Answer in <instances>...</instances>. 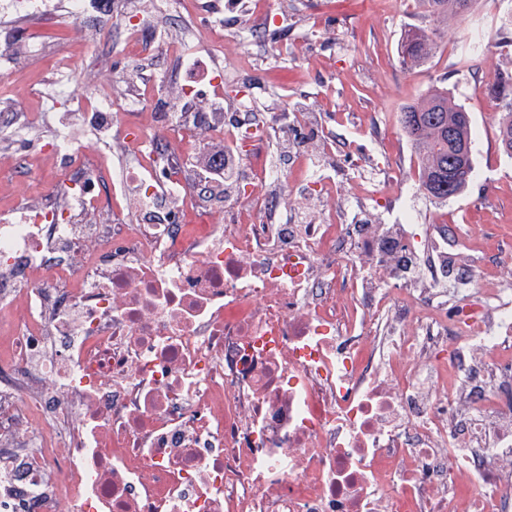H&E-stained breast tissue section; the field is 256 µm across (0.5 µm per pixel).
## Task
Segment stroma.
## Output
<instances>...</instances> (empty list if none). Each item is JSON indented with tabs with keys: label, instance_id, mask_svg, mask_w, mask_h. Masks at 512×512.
Here are the masks:
<instances>
[{
	"label": "stroma",
	"instance_id": "35a3bbf8",
	"mask_svg": "<svg viewBox=\"0 0 512 512\" xmlns=\"http://www.w3.org/2000/svg\"><path fill=\"white\" fill-rule=\"evenodd\" d=\"M225 0H211L209 20L223 28L224 43L198 45L203 62L196 80L200 101H208L205 86L212 71L224 73L222 89L225 113H234L243 100H251L255 112H283L295 102L310 112L315 134L283 136L269 126L253 148L252 165L268 156L288 161L290 154L308 158L319 152L320 162L291 172L292 179L321 172L335 181L346 200L343 221L375 224L392 221L403 207H410L422 224H440L454 230L449 245L468 246L473 259L501 278L512 276V159L497 144L501 111L489 94V79L512 71V46L500 20H489L491 0H479L472 15L453 22H423L414 0H276L283 23L275 34L253 36L246 21L248 9L237 7L228 16ZM166 0H138L137 11L152 26H164L169 40L179 39L184 27L200 25L197 11L182 18L169 16ZM426 24L436 49L425 64L407 68L398 61L402 30ZM481 33L489 51L462 67L457 51L474 33ZM47 51L35 57L33 41ZM12 49L11 65L0 70L1 97L11 111L0 114V185L12 202H40L67 174V162L50 154L49 128L39 126L37 116L54 107L94 98L109 87L113 101H121L128 82L144 73L152 78L160 101L180 106V85L167 83L155 67L153 52H136L125 44L124 20L114 8H106L96 34L82 42L81 30L65 13L36 19L26 25L0 24V43ZM67 50L66 67L56 62L58 50ZM446 86L454 99L472 114L476 138V174L464 193L437 203L423 193H409L417 180L414 151L400 129L401 107L418 99L429 88ZM379 113L381 137L364 128L368 113ZM289 138V152L279 142ZM353 155L355 170L341 167L338 156ZM380 166L385 191L374 200L358 197L362 179Z\"/></svg>",
	"mask_w": 512,
	"mask_h": 512
}]
</instances>
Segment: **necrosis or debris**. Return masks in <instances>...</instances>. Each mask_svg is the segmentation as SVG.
Wrapping results in <instances>:
<instances>
[{"label":"necrosis or debris","mask_w":512,"mask_h":512,"mask_svg":"<svg viewBox=\"0 0 512 512\" xmlns=\"http://www.w3.org/2000/svg\"><path fill=\"white\" fill-rule=\"evenodd\" d=\"M78 116L100 144L149 152L113 173L97 154L65 197L0 211V433L38 434L0 512H512L495 452L512 304L447 231L341 223L318 174L285 196L278 167L228 192L180 178L179 151L113 129L107 91ZM106 173L147 208L101 206ZM164 191L176 203L155 205ZM289 198L320 217L282 223ZM451 266L486 303L441 301ZM452 336L481 347L442 361ZM459 439L471 454L452 466Z\"/></svg>","instance_id":"4bbe7bcc"}]
</instances>
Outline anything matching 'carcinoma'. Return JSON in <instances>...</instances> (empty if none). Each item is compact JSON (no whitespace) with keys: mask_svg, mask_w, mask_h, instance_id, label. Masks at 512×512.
Here are the masks:
<instances>
[{"mask_svg":"<svg viewBox=\"0 0 512 512\" xmlns=\"http://www.w3.org/2000/svg\"><path fill=\"white\" fill-rule=\"evenodd\" d=\"M425 17L454 20L472 13L476 0H415ZM485 51L478 37L460 47V64ZM434 52L432 32L422 27L404 30L400 38V59L406 67L417 66ZM491 94L503 109L498 123V147L512 158V73L500 75ZM405 138L419 156L418 189L437 202L461 194L475 172L474 131L471 113L457 104L444 86H434L418 102L406 104L400 112Z\"/></svg>","mask_w":512,"mask_h":512,"instance_id":"obj_1","label":"carcinoma"}]
</instances>
